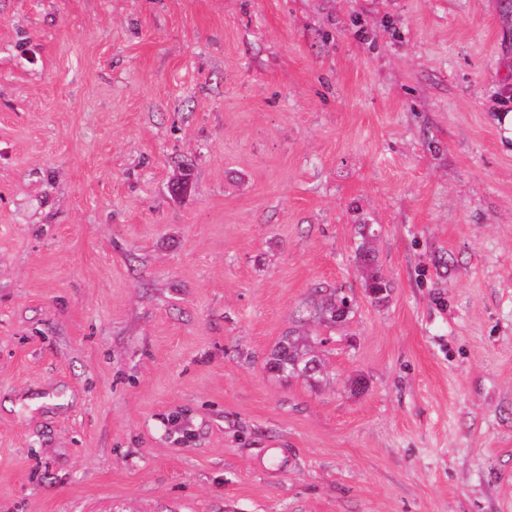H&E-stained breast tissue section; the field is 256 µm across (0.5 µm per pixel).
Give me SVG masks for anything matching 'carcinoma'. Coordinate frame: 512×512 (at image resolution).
<instances>
[{
    "label": "carcinoma",
    "mask_w": 512,
    "mask_h": 512,
    "mask_svg": "<svg viewBox=\"0 0 512 512\" xmlns=\"http://www.w3.org/2000/svg\"><path fill=\"white\" fill-rule=\"evenodd\" d=\"M336 298H328L310 304L300 312L302 319L309 317L328 324L333 321ZM315 341L292 331L274 346L267 357L266 368L284 379H302L311 387L322 381L323 361L314 348Z\"/></svg>",
    "instance_id": "obj_1"
}]
</instances>
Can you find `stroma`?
Here are the masks:
<instances>
[{"label":"stroma","mask_w":512,"mask_h":512,"mask_svg":"<svg viewBox=\"0 0 512 512\" xmlns=\"http://www.w3.org/2000/svg\"><path fill=\"white\" fill-rule=\"evenodd\" d=\"M504 109L512 0H0V512H512ZM335 303L338 307V311L347 312L349 309L354 307V299L349 294L345 293L343 296L335 298V295H330L325 300H321L320 302H314L310 304L305 310L300 312L303 320H307L308 317H312L315 319L322 320L328 324H331L333 321V314ZM316 343L310 336L289 332L269 353L267 370L287 380L301 378L310 387L317 386L323 379L324 364L313 346Z\"/></svg>","instance_id":"1"}]
</instances>
